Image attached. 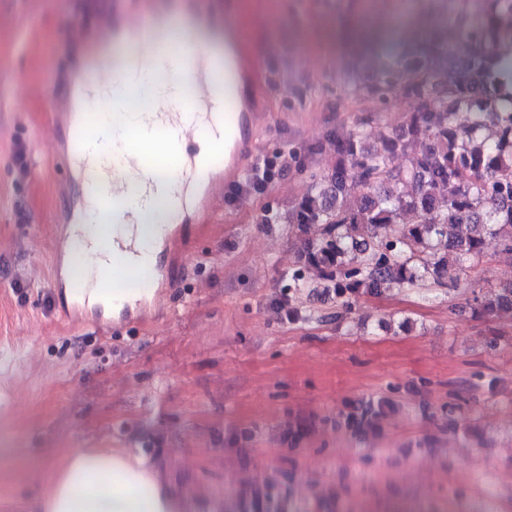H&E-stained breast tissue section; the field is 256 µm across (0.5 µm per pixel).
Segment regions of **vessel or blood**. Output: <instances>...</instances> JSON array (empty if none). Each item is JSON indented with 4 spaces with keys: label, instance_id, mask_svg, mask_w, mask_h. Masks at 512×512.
<instances>
[{
    "label": "vessel or blood",
    "instance_id": "obj_1",
    "mask_svg": "<svg viewBox=\"0 0 512 512\" xmlns=\"http://www.w3.org/2000/svg\"><path fill=\"white\" fill-rule=\"evenodd\" d=\"M152 5L153 0H117L111 12L99 15L97 36L107 51L94 59V88L82 90L83 107L65 115L64 151L86 168L95 208L106 221L134 224L139 211L170 197L168 222L177 230L189 211L209 210L216 197L241 183L256 146L247 132L259 124L269 79L266 69L245 59L242 22L225 25L234 43L218 49L194 44L176 25L160 40ZM133 54L146 61L161 56L171 61L163 92L142 111V129L152 135L132 131L119 162L102 169L88 166L87 134L98 124V107L124 77L125 62ZM217 98L224 105L218 113L211 109ZM203 141L213 143L214 151L199 153ZM139 254L136 237L105 233L88 244L82 260L94 265L97 285L118 278L153 285L161 273Z\"/></svg>",
    "mask_w": 512,
    "mask_h": 512
}]
</instances>
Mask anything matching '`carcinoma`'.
Wrapping results in <instances>:
<instances>
[{
	"instance_id": "obj_1",
	"label": "carcinoma",
	"mask_w": 512,
	"mask_h": 512,
	"mask_svg": "<svg viewBox=\"0 0 512 512\" xmlns=\"http://www.w3.org/2000/svg\"><path fill=\"white\" fill-rule=\"evenodd\" d=\"M481 2L475 16L473 0H438V15L459 19L462 52L430 38L379 63L365 90L374 103L401 100L399 132L366 144L371 108L301 146L309 156L330 146L334 163L322 174L300 169L309 189L288 214L300 233L293 287H308L301 270L314 268L346 303L393 283L454 288L487 237L512 256V66L498 55L512 38V0ZM419 135L426 144L416 151ZM389 224L403 225L392 239L381 233ZM474 301L480 314L511 310L512 283Z\"/></svg>"
}]
</instances>
